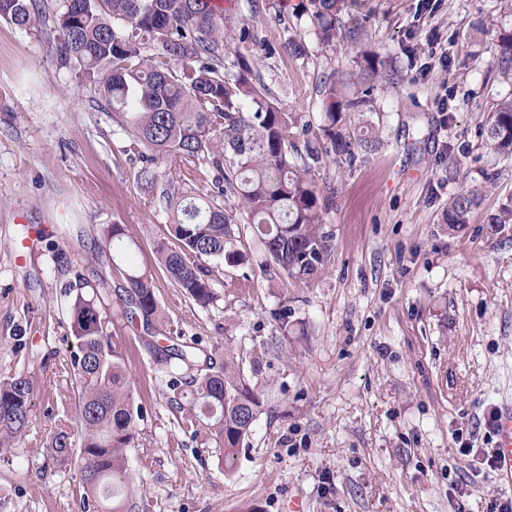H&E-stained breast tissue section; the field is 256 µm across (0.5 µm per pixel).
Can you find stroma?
I'll list each match as a JSON object with an SVG mask.
<instances>
[{
	"label": "stroma",
	"instance_id": "obj_1",
	"mask_svg": "<svg viewBox=\"0 0 512 512\" xmlns=\"http://www.w3.org/2000/svg\"><path fill=\"white\" fill-rule=\"evenodd\" d=\"M298 0H259L241 13L262 44L270 97L300 112L322 143V80L352 72L357 53L401 79L378 90L364 126L380 133L355 165L329 156L316 175L327 198L328 263L293 280L240 226L237 264L204 310L173 288L155 257L168 217L140 178H187L214 190L208 167L125 152L96 87L56 58L53 23L0 21V380L30 383V426L0 444V512H82L77 465L46 446L75 401L66 282L93 260L110 286L105 312L144 418L129 449L132 512H488L512 498L493 469L488 413L512 402V159L491 152L483 125L512 95L497 67L501 0H347L358 42L322 48L295 19ZM303 43L305 55L290 51ZM478 190L468 224L449 232L450 197ZM126 228V254L100 230ZM149 271L164 323L127 319L128 266ZM287 322H280V314ZM173 336L231 354L264 407L232 475L220 449L179 424L146 346Z\"/></svg>",
	"mask_w": 512,
	"mask_h": 512
}]
</instances>
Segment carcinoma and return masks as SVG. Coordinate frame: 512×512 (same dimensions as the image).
I'll return each mask as SVG.
<instances>
[{
	"instance_id": "cac0c4a2",
	"label": "carcinoma",
	"mask_w": 512,
	"mask_h": 512,
	"mask_svg": "<svg viewBox=\"0 0 512 512\" xmlns=\"http://www.w3.org/2000/svg\"><path fill=\"white\" fill-rule=\"evenodd\" d=\"M47 0H0V19L28 29L46 16ZM54 16L57 59L78 79L97 87L112 110V122L153 153L191 167L217 172V193L190 191L183 181H151L161 208L173 214L156 257L167 278L189 301L209 309L219 301L215 269L238 259L229 248L235 218L220 199L238 200L252 233L291 279L316 275L332 252L325 230L324 205L314 176L323 149L310 141V123L267 98V84L254 68L253 55L240 50L257 45L246 21L223 0H58ZM345 0H301L297 18H306L316 41L336 46L345 27ZM499 72L512 81V30L498 33ZM233 61H228L229 56ZM353 95L333 75L322 88L324 129L330 151L349 165L358 152L379 139L352 140L342 128L373 103L382 80L375 58L360 61ZM487 148L512 158V96L498 101L483 129ZM479 196L464 190L448 200V232L468 223ZM125 226L103 229L104 240L122 246ZM89 274L66 284L78 289L71 308L76 351L71 366L78 379L75 418L60 421L47 454L75 462L84 485V512H129L131 476L127 449L135 446L142 407L135 404L124 359L112 348L102 306L109 300L103 280ZM122 304L130 315L150 322L161 308L152 275L134 266L125 271ZM90 287L88 297L81 289ZM155 369L167 387L169 407L182 425L202 430L224 449V473L234 468L239 447L252 432L262 400L246 382L240 365L216 363L211 354L198 362L195 347L148 343ZM31 387L17 375L0 381V432L15 435L30 424Z\"/></svg>"
}]
</instances>
